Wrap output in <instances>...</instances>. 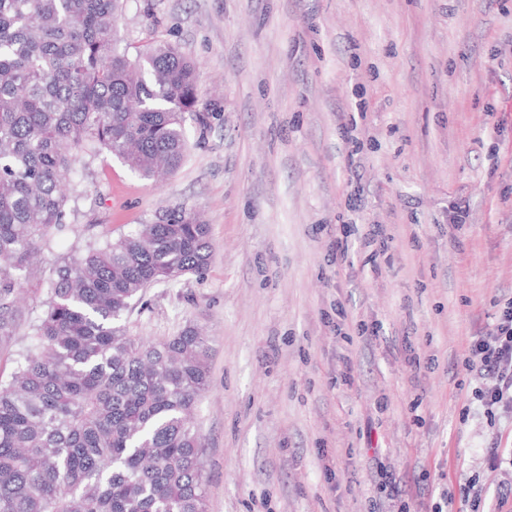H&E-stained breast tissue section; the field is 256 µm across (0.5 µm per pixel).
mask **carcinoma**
Returning <instances> with one entry per match:
<instances>
[{
  "instance_id": "carcinoma-1",
  "label": "carcinoma",
  "mask_w": 512,
  "mask_h": 512,
  "mask_svg": "<svg viewBox=\"0 0 512 512\" xmlns=\"http://www.w3.org/2000/svg\"><path fill=\"white\" fill-rule=\"evenodd\" d=\"M125 0H0V346L38 255L67 232L74 165L107 151L151 177L176 168L197 68L169 43L117 49ZM210 229L187 209L49 268L47 309L0 381V512H206L192 414L208 338L128 334L149 286L201 273Z\"/></svg>"
}]
</instances>
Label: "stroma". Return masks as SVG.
I'll list each match as a JSON object with an SVG mask.
<instances>
[{
	"label": "stroma",
	"mask_w": 512,
	"mask_h": 512,
	"mask_svg": "<svg viewBox=\"0 0 512 512\" xmlns=\"http://www.w3.org/2000/svg\"><path fill=\"white\" fill-rule=\"evenodd\" d=\"M119 29L129 56L167 42L197 63L205 119L185 114L163 183L107 152L75 164L56 254L166 208L209 224L206 270L126 323L209 338L208 512H400L392 474L440 512L471 477L479 512H512V461L486 452L512 449V410L485 414L461 364L512 298V0H125ZM340 224L394 240L340 274Z\"/></svg>",
	"instance_id": "stroma-1"
}]
</instances>
